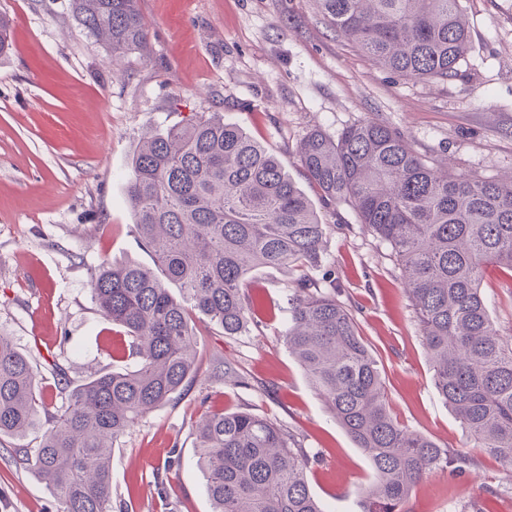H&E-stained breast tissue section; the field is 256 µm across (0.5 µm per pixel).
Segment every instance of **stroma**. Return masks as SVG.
Here are the masks:
<instances>
[{"instance_id":"obj_1","label":"stroma","mask_w":512,"mask_h":512,"mask_svg":"<svg viewBox=\"0 0 512 512\" xmlns=\"http://www.w3.org/2000/svg\"><path fill=\"white\" fill-rule=\"evenodd\" d=\"M465 7L470 47L460 74L433 83L376 65L315 0H137L150 51L117 65L80 33L70 0H0L13 20L12 50L0 57V334L40 364L48 402L65 401L52 362L75 381L124 366L91 282L106 260L153 264L125 193L141 138L218 112L279 156L327 223L326 265L308 275L335 281L337 300L381 362L392 416L440 447L468 450L434 387L390 248L350 207L322 203L297 155L312 129L336 136L372 117L422 158H447L452 174L512 170V0ZM292 281L272 269L252 279L264 313L241 335L194 317L197 375L113 448L112 512H211L196 426L206 413L244 409L317 454L309 487L327 512H358L373 470L283 342ZM480 286L501 334L512 336V274L486 267ZM223 362L239 384L220 377ZM38 441L35 431L0 439V512H56L45 485L11 457L16 444ZM474 458L470 472L439 470L416 484L408 512H470L487 499L495 512H512V467Z\"/></svg>"}]
</instances>
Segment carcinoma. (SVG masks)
<instances>
[{"label": "carcinoma", "instance_id": "cac0c4a2", "mask_svg": "<svg viewBox=\"0 0 512 512\" xmlns=\"http://www.w3.org/2000/svg\"><path fill=\"white\" fill-rule=\"evenodd\" d=\"M336 32L405 79L447 82L469 49L464 0H316ZM74 20L118 60L149 50L136 0H71ZM0 14V55L11 49ZM298 156L321 200L347 205L399 266L434 386L474 447L512 466V337L500 335L482 270L512 272V175L456 177L415 154L404 135L367 117L333 137L313 130ZM133 225L154 266L104 261L91 283L98 311L128 340L131 366L71 384L54 412L38 368L0 334V436L41 428L13 449L37 471L58 512H112V447L142 416L175 400L196 373L192 312L226 336L258 325L248 281L266 268H319L328 225L279 157L214 113L150 133L131 158ZM180 288L175 297L169 285ZM284 342L336 423L374 471L360 512H406L414 485L473 459L391 416L380 362L352 313L306 275L293 282ZM212 512H325L311 493L315 455L282 425L249 411L212 413L196 428Z\"/></svg>", "mask_w": 512, "mask_h": 512}]
</instances>
